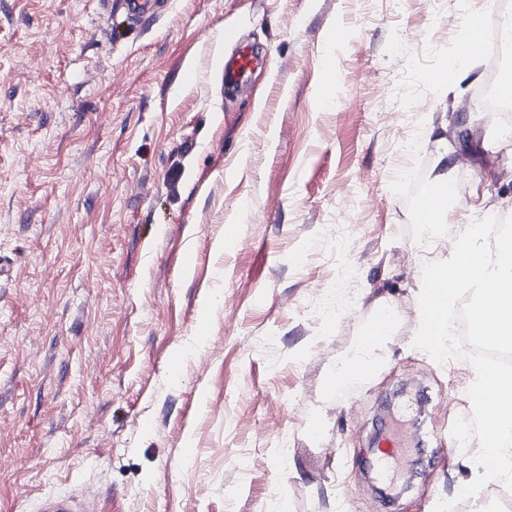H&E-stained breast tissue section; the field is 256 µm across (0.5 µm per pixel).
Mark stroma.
Instances as JSON below:
<instances>
[{"label":"stroma","instance_id":"1","mask_svg":"<svg viewBox=\"0 0 512 512\" xmlns=\"http://www.w3.org/2000/svg\"><path fill=\"white\" fill-rule=\"evenodd\" d=\"M465 37L457 0H171L144 27L0 0V512H433L477 478L471 454L430 461L472 369L413 345L447 253L391 189L418 160L458 181L453 216L512 215L485 59L428 80ZM241 46L259 62L226 84ZM322 277L345 319L309 307ZM387 306L380 372L329 400ZM39 512H85L83 503L76 497L47 496L40 500Z\"/></svg>","mask_w":512,"mask_h":512}]
</instances>
